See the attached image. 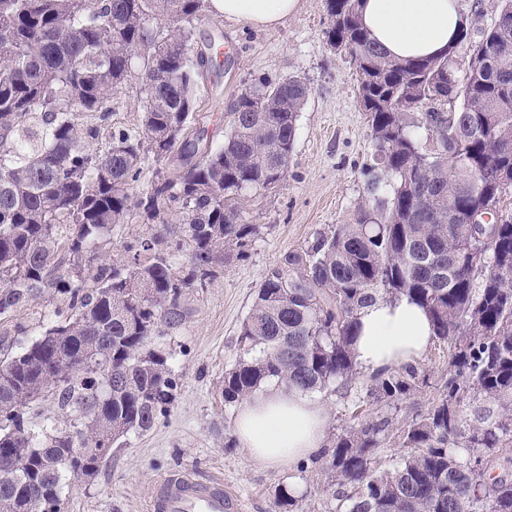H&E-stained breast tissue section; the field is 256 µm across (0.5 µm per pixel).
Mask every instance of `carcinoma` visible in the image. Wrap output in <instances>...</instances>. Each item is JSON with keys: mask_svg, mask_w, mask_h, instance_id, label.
Here are the masks:
<instances>
[{"mask_svg": "<svg viewBox=\"0 0 512 512\" xmlns=\"http://www.w3.org/2000/svg\"><path fill=\"white\" fill-rule=\"evenodd\" d=\"M359 7L326 0L324 35L359 73L378 174L352 223L267 270L224 403L267 382L348 387L359 311L406 296L453 348L444 397L403 429L411 452L391 469L374 466L386 417L313 457L335 478L336 512H512V456H499L512 444V216L481 237L476 224L512 187V26L474 37L465 24L450 71L444 54L388 57ZM209 11L210 0H0V315L45 291L68 299L31 344L0 339V512H36L38 494L43 512H64L71 482L93 479L118 441L169 411L177 383L153 338L183 319L187 290L216 277L218 254L246 255L259 225L245 193L287 177L302 79L242 92L219 147L197 127L207 64L195 22ZM157 17L165 24L150 26ZM135 77L139 124L115 128L112 98ZM135 218L154 232L105 262ZM174 221L182 237L170 240ZM423 381L406 365L374 378V392L395 402ZM466 397L497 410L468 419ZM274 504L303 512L285 487Z\"/></svg>", "mask_w": 512, "mask_h": 512, "instance_id": "obj_1", "label": "carcinoma"}]
</instances>
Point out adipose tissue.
<instances>
[{"label":"adipose tissue","mask_w":512,"mask_h":512,"mask_svg":"<svg viewBox=\"0 0 512 512\" xmlns=\"http://www.w3.org/2000/svg\"><path fill=\"white\" fill-rule=\"evenodd\" d=\"M299 0H211L214 15L271 29L293 14ZM360 18L371 37L399 59L444 52L466 17L460 0H361ZM433 340L425 310L406 297L377 300L357 316L352 353L365 374L378 376L421 360ZM328 421L313 395L284 387H260L243 401L234 433L262 464L291 466L319 452Z\"/></svg>","instance_id":"ef3b65f1"}]
</instances>
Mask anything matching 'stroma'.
Instances as JSON below:
<instances>
[{
	"label": "stroma",
	"instance_id": "obj_1",
	"mask_svg": "<svg viewBox=\"0 0 512 512\" xmlns=\"http://www.w3.org/2000/svg\"><path fill=\"white\" fill-rule=\"evenodd\" d=\"M326 25L325 0H300L298 10L271 29L211 14L197 22L198 40L215 39L230 55L201 88V109L211 126H223L233 100L261 79L297 75L308 83L310 95L297 121L286 180L246 204L249 223L260 231L245 257L221 265L207 288L188 290L183 320L164 327L155 339L172 354L177 389L169 412L149 432L113 449L93 480L70 488L65 512H149L157 478L185 469L222 479L225 489L244 501L245 512H274L275 492L283 486L302 495L304 512H333L324 492L330 474L312 464L303 469L253 461L237 444L236 409L226 406L221 394L224 372L239 355L237 337L266 270L328 227L351 223L368 196L373 145L357 98L359 74L327 44ZM61 304L49 292L34 297L0 321V337L21 344L36 339ZM450 355L448 345L432 342L418 363L426 384L394 404L369 396L371 380L363 373L348 390L319 391L328 414L327 440L364 419L388 417L377 463L396 465L407 453L400 429L441 398Z\"/></svg>",
	"mask_w": 512,
	"mask_h": 512
}]
</instances>
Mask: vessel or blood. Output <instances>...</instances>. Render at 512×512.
<instances>
[{
  "instance_id": "obj_1",
  "label": "vessel or blood",
  "mask_w": 512,
  "mask_h": 512,
  "mask_svg": "<svg viewBox=\"0 0 512 512\" xmlns=\"http://www.w3.org/2000/svg\"><path fill=\"white\" fill-rule=\"evenodd\" d=\"M241 508L222 480H202L190 470L162 477L151 504L152 512H240Z\"/></svg>"
}]
</instances>
